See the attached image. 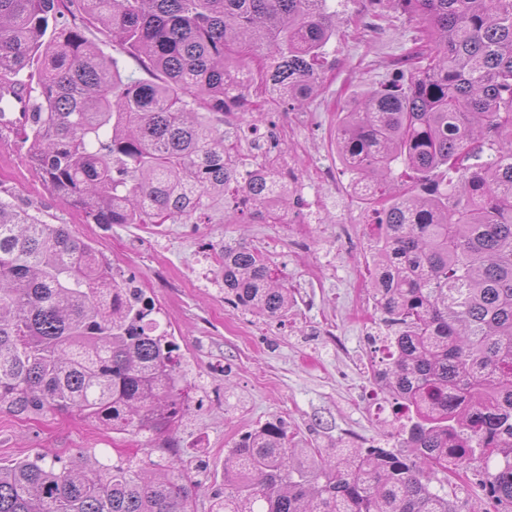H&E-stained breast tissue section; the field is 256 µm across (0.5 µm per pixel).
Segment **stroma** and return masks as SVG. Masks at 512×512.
<instances>
[{
    "mask_svg": "<svg viewBox=\"0 0 512 512\" xmlns=\"http://www.w3.org/2000/svg\"><path fill=\"white\" fill-rule=\"evenodd\" d=\"M341 33L328 46L321 93L280 117L264 112L260 131L275 129L288 162L296 165L311 208L306 223L228 224L223 212L206 224H90L55 197L32 170L19 139L0 143V197L41 210L50 224L68 225L119 271L135 275L160 309L200 385L188 421L179 427L176 462L197 470L196 512H212L224 489V456L239 437L281 418L302 446L381 445L399 449L397 425L378 407H391L373 379L386 351L370 288L367 256L374 215L351 187L334 140L340 112L360 90L397 78L401 58L418 36L416 22L393 16L380 31L365 28L367 0H336ZM245 241L267 252L291 288L295 305L271 320L224 300L220 267L208 252ZM148 434L112 431L66 414L19 417L0 413V463L38 452L62 458L87 451L108 461L125 457L146 468L161 451Z\"/></svg>",
    "mask_w": 512,
    "mask_h": 512,
    "instance_id": "obj_1",
    "label": "stroma"
}]
</instances>
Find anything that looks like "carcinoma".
I'll list each match as a JSON object with an SVG mask.
<instances>
[{
  "label": "carcinoma",
  "mask_w": 512,
  "mask_h": 512,
  "mask_svg": "<svg viewBox=\"0 0 512 512\" xmlns=\"http://www.w3.org/2000/svg\"><path fill=\"white\" fill-rule=\"evenodd\" d=\"M420 28L400 83L358 94L336 125L352 188L373 207L371 288L387 338L380 389L403 452L294 448L283 419L224 456L215 512H458L431 470L480 459L512 512V0H368ZM81 15L152 81L64 21ZM339 33L328 0H0V77L35 84L17 130L35 173L91 224L285 223L299 203L280 149L243 163L224 116L250 98L301 108ZM224 300L277 319L292 306L272 258L224 245ZM153 301L66 224L0 198V411L75 415L166 435L195 389ZM149 477L82 452L0 465V512H195L170 457Z\"/></svg>",
  "instance_id": "1"
}]
</instances>
